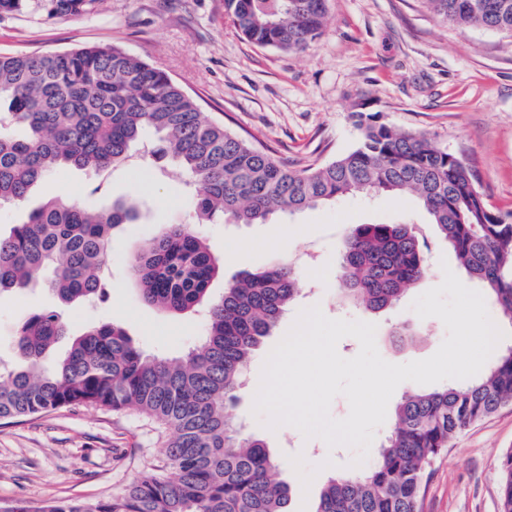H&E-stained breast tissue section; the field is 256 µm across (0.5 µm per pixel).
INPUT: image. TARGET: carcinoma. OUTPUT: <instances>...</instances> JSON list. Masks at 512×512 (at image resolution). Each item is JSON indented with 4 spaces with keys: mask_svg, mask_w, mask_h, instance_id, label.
Wrapping results in <instances>:
<instances>
[{
    "mask_svg": "<svg viewBox=\"0 0 512 512\" xmlns=\"http://www.w3.org/2000/svg\"><path fill=\"white\" fill-rule=\"evenodd\" d=\"M52 14L89 13L97 0H47ZM328 0H224V12L252 44L300 52L328 22ZM458 29L512 35V0H424ZM356 146L327 162L292 168L273 150L201 111L164 71L120 47L0 55V205L24 203L54 172L100 175L126 164L152 137L154 162L170 161L195 185L193 220L256 224L352 194L413 195L458 267L512 326V212L492 210L469 164L424 133L400 130L379 113L352 112ZM140 217L134 201L95 208L54 197L0 233V293L48 287L63 303L104 302L112 233ZM427 238L408 223L359 224L336 257L342 296L364 310L397 307L429 274ZM144 302L183 313L208 305L206 330L184 359L143 354L119 324L103 323L72 342L56 368L43 352L67 326L41 311L15 332L24 365L0 369V419L62 408L128 409L164 431L174 477L147 473L108 500L54 501L38 512H287L289 490L265 442L245 437L229 414L251 355L295 299L290 263L248 272L217 301L208 289L219 259L193 224H172L132 254ZM512 402V346L467 382L410 390L399 403L378 459L343 471L322 489L315 512H421L425 477L466 427ZM500 512H512V450L500 467Z\"/></svg>",
    "mask_w": 512,
    "mask_h": 512,
    "instance_id": "carcinoma-1",
    "label": "carcinoma"
}]
</instances>
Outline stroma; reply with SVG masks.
I'll use <instances>...</instances> for the list:
<instances>
[{
	"label": "stroma",
	"mask_w": 512,
	"mask_h": 512,
	"mask_svg": "<svg viewBox=\"0 0 512 512\" xmlns=\"http://www.w3.org/2000/svg\"><path fill=\"white\" fill-rule=\"evenodd\" d=\"M330 23L306 51L288 53L248 42L224 13V0H98L92 12L48 15L43 0L0 12V53L42 54L77 47L118 46L167 72L226 128L272 146L288 165L349 152L358 132L351 113H381L394 127L424 133L461 155L495 211L512 212V35L445 25L422 0H328ZM103 180L110 199H136L142 218L113 239L112 279L104 303L59 304L46 290L0 295V368L20 366L17 325L54 309L69 327L43 356L53 369L75 337L106 322L124 326L148 356L182 358L197 344L206 311L170 314L144 304L131 284L130 254L167 224L187 222L195 190L174 166L143 173L138 161ZM407 222L427 227L411 199L345 197L261 224L215 222L202 227L223 267L210 286L218 299L242 273L277 262L298 265L302 290L245 370L232 410L244 435L277 456L289 488V512H314L327 478L346 470L354 449L328 448L291 426L270 430L252 412L263 362L301 309L320 306L331 319L376 324L380 356L393 364L431 357L447 336L436 317H419L411 290L399 309L369 312L339 299L336 254L356 224ZM422 326L412 342L393 343L401 321ZM161 431L134 411L64 408L0 421V504L39 506L54 500H107L163 465ZM512 450V405L460 432L433 465L422 512H499L500 460Z\"/></svg>",
	"instance_id": "stroma-1"
}]
</instances>
